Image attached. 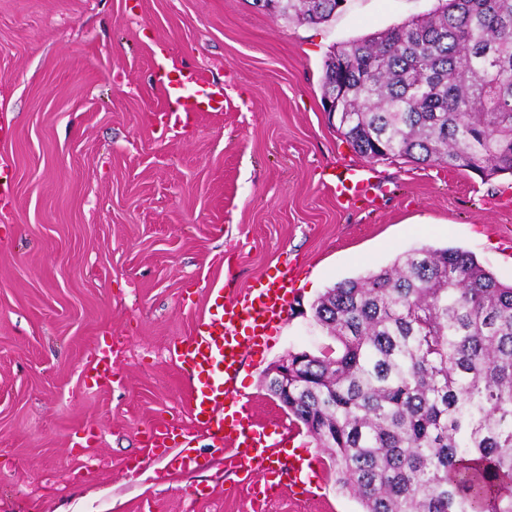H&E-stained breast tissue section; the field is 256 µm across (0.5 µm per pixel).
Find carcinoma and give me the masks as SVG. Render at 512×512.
Listing matches in <instances>:
<instances>
[{"label": "carcinoma", "instance_id": "1", "mask_svg": "<svg viewBox=\"0 0 512 512\" xmlns=\"http://www.w3.org/2000/svg\"><path fill=\"white\" fill-rule=\"evenodd\" d=\"M345 0H282L318 24ZM322 97L368 161L512 173V0H439L324 62ZM337 343L268 391L363 512H512V284L457 248L412 249L312 305Z\"/></svg>", "mask_w": 512, "mask_h": 512}]
</instances>
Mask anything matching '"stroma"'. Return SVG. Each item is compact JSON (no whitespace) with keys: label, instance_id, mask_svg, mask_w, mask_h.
Returning a JSON list of instances; mask_svg holds the SVG:
<instances>
[{"label":"stroma","instance_id":"1","mask_svg":"<svg viewBox=\"0 0 512 512\" xmlns=\"http://www.w3.org/2000/svg\"><path fill=\"white\" fill-rule=\"evenodd\" d=\"M437 5L347 0L309 25L254 0H0V512H250L255 489L190 417L168 347L210 289L282 270L291 305L244 359L239 422L292 432L319 495L268 512H362L264 377L333 346L319 296L405 251L458 247L512 282V176L365 163L323 110L330 52ZM161 56L222 87L223 110L171 117ZM363 164L376 196L337 201L328 174ZM161 425L188 448L151 454Z\"/></svg>","mask_w":512,"mask_h":512}]
</instances>
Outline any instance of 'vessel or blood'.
I'll return each mask as SVG.
<instances>
[{
  "label": "vessel or blood",
  "mask_w": 512,
  "mask_h": 512,
  "mask_svg": "<svg viewBox=\"0 0 512 512\" xmlns=\"http://www.w3.org/2000/svg\"><path fill=\"white\" fill-rule=\"evenodd\" d=\"M156 80L174 96L182 112L219 109L222 94L202 73L184 74L164 60L155 62ZM340 200L372 195L369 170L347 168L330 183ZM214 310L200 319L191 336L175 341L169 354L188 377L186 403L192 418L212 434V447L224 456L226 466L244 480H264L272 488H285L295 496L309 497L304 464L295 460L282 464L280 449L285 440L269 434L264 426L250 432L221 416L220 408L239 405L236 380L246 355L256 351L268 330L279 324L288 307V291L282 281H256L234 297L223 289L210 291Z\"/></svg>",
  "instance_id": "1"
}]
</instances>
